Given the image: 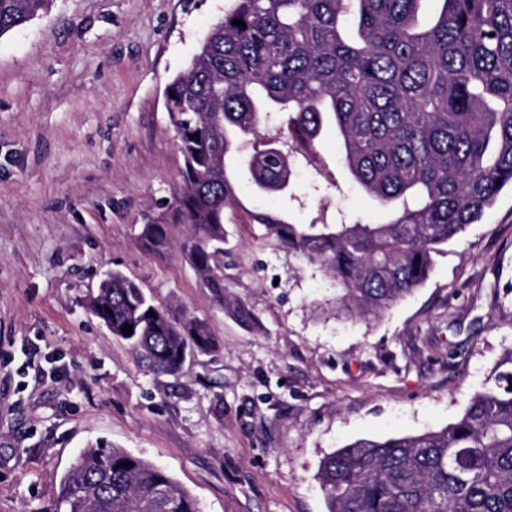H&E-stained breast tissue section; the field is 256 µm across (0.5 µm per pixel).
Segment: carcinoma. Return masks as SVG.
Wrapping results in <instances>:
<instances>
[{
  "instance_id": "cac0c4a2",
  "label": "carcinoma",
  "mask_w": 512,
  "mask_h": 512,
  "mask_svg": "<svg viewBox=\"0 0 512 512\" xmlns=\"http://www.w3.org/2000/svg\"><path fill=\"white\" fill-rule=\"evenodd\" d=\"M168 85L166 111L184 158L175 215L190 226L185 260L224 296V210L237 168L254 191L288 193L327 128L343 167L387 224H295L266 211L252 223L319 263L350 314L377 318L425 281L438 247L478 222L512 186V0H229ZM49 0H0V37ZM241 19L246 27L235 26ZM273 135L261 127L270 119ZM154 251L166 225L139 234ZM87 308L157 372L216 348L209 324L155 305L121 271ZM132 334L122 333L125 325ZM129 466H124V463ZM317 478L328 512H512V348L462 416L415 436L359 439L325 456ZM55 512H200L165 470L101 443L62 480Z\"/></svg>"
}]
</instances>
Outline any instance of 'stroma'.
<instances>
[{
    "instance_id": "1",
    "label": "stroma",
    "mask_w": 512,
    "mask_h": 512,
    "mask_svg": "<svg viewBox=\"0 0 512 512\" xmlns=\"http://www.w3.org/2000/svg\"><path fill=\"white\" fill-rule=\"evenodd\" d=\"M227 0H51L0 37V512H53L61 479L102 441L163 468L201 512H327L321 460L362 438L455 422L512 348V190L442 246L423 286L353 318L319 264L224 213L225 310L172 221L183 159L165 110ZM293 180L290 216L390 221L337 164ZM335 188H327V179ZM166 218L159 253L138 240ZM205 319L216 352L144 368L85 306L106 271Z\"/></svg>"
}]
</instances>
